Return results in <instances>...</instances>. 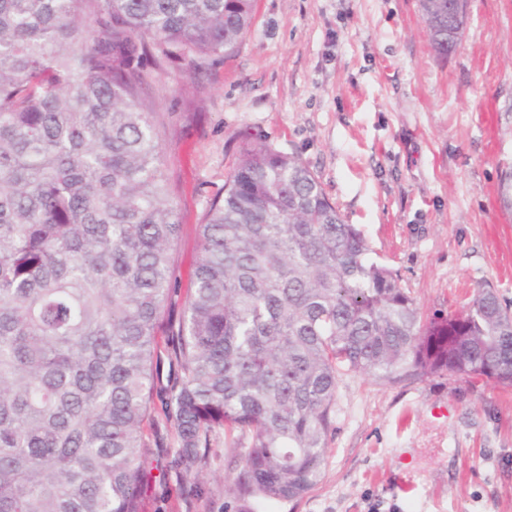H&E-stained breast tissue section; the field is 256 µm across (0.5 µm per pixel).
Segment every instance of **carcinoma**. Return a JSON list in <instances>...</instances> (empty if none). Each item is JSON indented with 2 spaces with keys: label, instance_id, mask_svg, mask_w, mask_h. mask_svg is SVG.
Returning <instances> with one entry per match:
<instances>
[{
  "label": "carcinoma",
  "instance_id": "cac0c4a2",
  "mask_svg": "<svg viewBox=\"0 0 512 512\" xmlns=\"http://www.w3.org/2000/svg\"><path fill=\"white\" fill-rule=\"evenodd\" d=\"M428 27L448 0H427ZM252 0H0V512H142L148 430L205 494L214 436L235 501L321 479L343 375L512 386V309L489 286L425 317L294 154L247 140L200 224L173 322L180 232L142 61L230 53Z\"/></svg>",
  "mask_w": 512,
  "mask_h": 512
}]
</instances>
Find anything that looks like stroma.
Masks as SVG:
<instances>
[{
  "instance_id": "obj_1",
  "label": "stroma",
  "mask_w": 512,
  "mask_h": 512,
  "mask_svg": "<svg viewBox=\"0 0 512 512\" xmlns=\"http://www.w3.org/2000/svg\"><path fill=\"white\" fill-rule=\"evenodd\" d=\"M192 288L199 226L255 139L298 156L424 315L492 286L512 304V0H469L456 50L430 40L419 0H254L233 52L202 70L145 65ZM148 458L144 512H224L235 453L216 436L206 496L187 500ZM252 512H512V387L453 374L339 384L319 483Z\"/></svg>"
}]
</instances>
